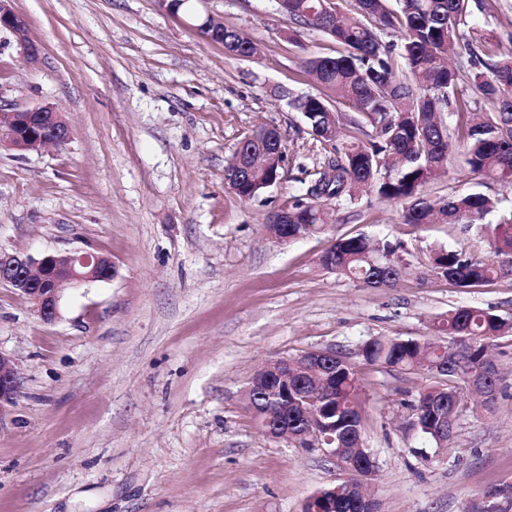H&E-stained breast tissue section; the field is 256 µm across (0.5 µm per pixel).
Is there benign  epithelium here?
Here are the masks:
<instances>
[{
	"instance_id": "7a95c632",
	"label": "benign epithelium",
	"mask_w": 512,
	"mask_h": 512,
	"mask_svg": "<svg viewBox=\"0 0 512 512\" xmlns=\"http://www.w3.org/2000/svg\"><path fill=\"white\" fill-rule=\"evenodd\" d=\"M0 28L8 29L26 47L30 60L36 61L39 49L27 38V23L11 7V0H0ZM197 29L209 40L224 43V22L207 15L200 18ZM71 132L54 107L44 105L29 109L0 113V145L17 151L40 150L66 144ZM118 268L112 260L96 251L75 250L62 255L44 252L34 258L0 250V284L6 285L33 304L40 318L52 322L58 316L59 303L69 288L89 283L104 282L116 277ZM336 358V353L313 351L303 356L302 373H309ZM288 383V363L271 362V369L253 377L248 394L258 395L272 385ZM19 390V379L12 359L0 352V423ZM265 432L274 438L291 439L296 436L288 425V408L262 421ZM362 468L342 464L347 478L333 487L319 490L305 501L303 512H336V508H350L357 512H379L374 497L359 500L351 494L356 485H369L376 473L372 456Z\"/></svg>"
}]
</instances>
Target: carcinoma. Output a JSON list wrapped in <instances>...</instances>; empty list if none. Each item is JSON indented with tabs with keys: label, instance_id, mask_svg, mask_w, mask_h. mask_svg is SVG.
<instances>
[{
	"label": "carcinoma",
	"instance_id": "carcinoma-1",
	"mask_svg": "<svg viewBox=\"0 0 512 512\" xmlns=\"http://www.w3.org/2000/svg\"><path fill=\"white\" fill-rule=\"evenodd\" d=\"M357 0L358 14L341 16L330 0H278L280 11L296 25L318 30L342 50L334 56L305 61L309 72L338 101L350 103L356 115L347 122L374 134L342 140L340 117L327 98L306 96L293 102L328 155L310 172L306 192L288 204V223L269 224L278 240L294 242L322 234L332 224L337 203L353 202L364 193L377 192L402 205L405 224H464L478 226L490 236L484 257L461 250L436 249L429 272L459 288H479L503 278L512 270V212L493 223V201L480 192L430 199L422 188L437 172L447 168L455 151L465 152L471 172L512 186V50L501 54L485 50L486 37L476 24H468L470 0ZM368 17L376 27L364 23ZM399 33L400 43L386 42L381 32ZM471 67L474 88L493 102L494 111L473 112V101L458 92L457 75L448 67V46ZM227 52L251 57L259 47L250 38L224 29ZM456 118L448 132L445 108ZM256 144L249 140L235 153L228 169L246 167ZM275 166L258 168L249 178L232 185L233 192L249 200L274 174ZM400 245L374 243L363 236L342 238L321 257L323 265L371 288L392 285L408 269ZM434 336L423 340L380 337L366 342L361 354L366 363L382 368L412 371L423 367L433 382L418 393L413 404V426L432 443L448 440L467 379L480 373L492 342L512 331L498 315L481 308L459 307L436 318ZM451 336L446 342L443 337ZM486 398L478 407L495 408L501 377L483 379ZM288 406V419L298 407L310 408L331 429L333 446L357 448L362 442L359 383L353 368L336 361L317 379H288V394L277 390L255 403L265 416L276 406Z\"/></svg>",
	"mask_w": 512,
	"mask_h": 512
}]
</instances>
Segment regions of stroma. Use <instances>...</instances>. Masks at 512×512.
<instances>
[{
  "mask_svg": "<svg viewBox=\"0 0 512 512\" xmlns=\"http://www.w3.org/2000/svg\"><path fill=\"white\" fill-rule=\"evenodd\" d=\"M193 5L259 54L225 52L161 0H12L34 62L0 29V108L48 104L72 129L60 148L0 146V249L95 250L118 267L67 290L51 323L0 285V351L20 382L0 422V512H302L344 473L320 445L267 435L247 389L270 361L310 351L346 357L359 378L379 512H475L512 486V335L492 349L503 375L493 412L461 406L442 450L413 427L428 374L367 365L359 349L428 338L454 307L512 321V277L464 289L426 275L433 249L481 255L486 234L403 223L401 205L374 193L337 206L327 233L272 239L270 215L323 159L291 105L323 93L304 62L336 44L288 22L276 0ZM259 125L279 131L287 160L243 200L224 174ZM474 191L512 210L511 187L459 163L423 188ZM361 234L401 243L409 267L394 286L321 263L332 240Z\"/></svg>",
  "mask_w": 512,
  "mask_h": 512,
  "instance_id": "obj_1",
  "label": "stroma"
}]
</instances>
